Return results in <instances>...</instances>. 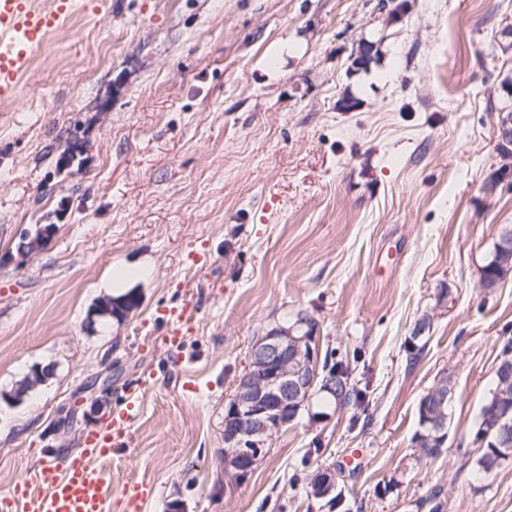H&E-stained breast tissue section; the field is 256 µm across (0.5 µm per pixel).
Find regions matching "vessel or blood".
I'll list each match as a JSON object with an SVG mask.
<instances>
[{
	"instance_id": "1",
	"label": "vessel or blood",
	"mask_w": 512,
	"mask_h": 512,
	"mask_svg": "<svg viewBox=\"0 0 512 512\" xmlns=\"http://www.w3.org/2000/svg\"><path fill=\"white\" fill-rule=\"evenodd\" d=\"M75 8L76 0H0V102L19 97L33 50ZM196 314L190 303L165 310L167 341H179ZM136 412L135 403H128L109 427L89 433L69 458L30 471L15 485L6 505L21 507L22 512H106L112 488L108 463L114 448L128 441V424Z\"/></svg>"
}]
</instances>
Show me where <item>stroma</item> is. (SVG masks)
I'll list each match as a JSON object with an SVG mask.
<instances>
[{"label":"stroma","instance_id":"35a3bbf8","mask_svg":"<svg viewBox=\"0 0 512 512\" xmlns=\"http://www.w3.org/2000/svg\"><path fill=\"white\" fill-rule=\"evenodd\" d=\"M507 77L512 0H78L0 102V393L50 370L0 400V496L134 401L109 512H329L308 492L317 469L358 512H419L434 492L444 512H512V459L476 475L471 443L512 337V275L479 286L512 228V178L486 188ZM131 289L125 319L99 315ZM186 301L198 315L174 346L161 314ZM300 313L320 350L359 352L365 421L310 402L230 483L224 413L248 347ZM444 373L448 440L426 458L418 402Z\"/></svg>","mask_w":512,"mask_h":512}]
</instances>
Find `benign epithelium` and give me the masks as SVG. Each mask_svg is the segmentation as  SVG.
Here are the masks:
<instances>
[{"label":"benign epithelium","mask_w":512,"mask_h":512,"mask_svg":"<svg viewBox=\"0 0 512 512\" xmlns=\"http://www.w3.org/2000/svg\"><path fill=\"white\" fill-rule=\"evenodd\" d=\"M497 138L512 137V113H494ZM316 335L304 315L291 326H278L250 345L246 366L236 393L224 416V455L235 460L240 481H245L267 453L268 440L284 425L283 413L298 410L320 390L334 393L344 384L341 370L319 377ZM453 394L451 385L440 382L424 394L426 405L440 411ZM496 442L512 447V404H494Z\"/></svg>","instance_id":"obj_1"}]
</instances>
